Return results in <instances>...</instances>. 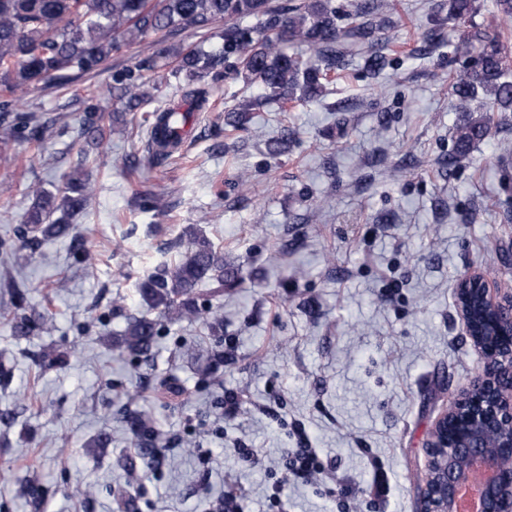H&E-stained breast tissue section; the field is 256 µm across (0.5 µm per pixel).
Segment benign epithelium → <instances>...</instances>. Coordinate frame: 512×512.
<instances>
[{
  "mask_svg": "<svg viewBox=\"0 0 512 512\" xmlns=\"http://www.w3.org/2000/svg\"><path fill=\"white\" fill-rule=\"evenodd\" d=\"M456 305L485 366L434 423L420 512H455L460 482L474 464L492 471L481 512H512V295L494 296L481 273L467 271Z\"/></svg>",
  "mask_w": 512,
  "mask_h": 512,
  "instance_id": "benign-epithelium-1",
  "label": "benign epithelium"
}]
</instances>
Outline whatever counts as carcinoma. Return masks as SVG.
Wrapping results in <instances>:
<instances>
[{
	"mask_svg": "<svg viewBox=\"0 0 512 512\" xmlns=\"http://www.w3.org/2000/svg\"><path fill=\"white\" fill-rule=\"evenodd\" d=\"M448 22L464 25L455 44L462 73L451 85L452 107L464 114L456 128L455 150L448 167L490 133L492 113L512 112V51L499 33L472 23L476 0H446ZM354 16L362 22L344 32L332 0H300L284 9L271 0H0V114L12 117L0 131V140H25L42 144L54 133L55 122L16 111L18 95L50 88H65L75 79L110 71V81L88 98L81 116L84 142L99 146L104 114L96 99H112L124 112H139L149 98L145 74L171 69L184 75L189 88L184 101L156 109L150 134L156 148L153 161L161 163L179 149L184 127L193 112L203 110L211 95L210 82L224 76L229 63L281 103L305 101L323 95L321 68L333 70L362 40L389 26L374 0L355 4ZM245 18L255 19L243 25ZM224 24L221 46L205 51L201 46L166 47L139 58L134 65L117 68L112 56L124 47L151 36L166 37L187 27L208 32ZM486 99L485 113L472 116V102ZM91 153L81 149L76 169L62 175L55 190L32 187L35 202L16 230L21 242L38 237L72 236V220L85 212L93 193L86 169ZM216 284L215 292L231 291L237 281L224 277V252L205 239L188 243L181 259L158 267L141 283L142 301L158 318H134L116 345L119 353L142 354L159 335L161 323L193 321L205 314L197 305L195 287ZM13 335L38 336L52 330L51 318L27 313L20 303L0 309ZM136 437L155 439L146 414L126 417Z\"/></svg>",
	"mask_w": 512,
	"mask_h": 512,
	"instance_id": "obj_1",
	"label": "carcinoma"
}]
</instances>
